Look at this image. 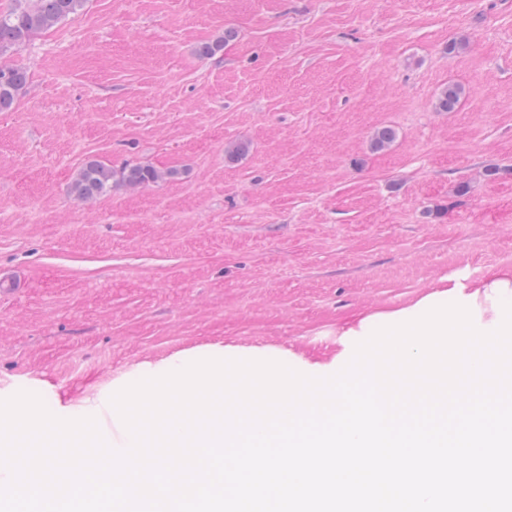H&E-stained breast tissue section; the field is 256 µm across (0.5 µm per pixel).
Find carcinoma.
Returning a JSON list of instances; mask_svg holds the SVG:
<instances>
[{"label": "carcinoma", "mask_w": 512, "mask_h": 512, "mask_svg": "<svg viewBox=\"0 0 512 512\" xmlns=\"http://www.w3.org/2000/svg\"><path fill=\"white\" fill-rule=\"evenodd\" d=\"M84 0H14L13 6L0 13V56H3L29 40L33 35L53 27L58 21L77 14ZM27 83V71L15 65L0 64V112L8 111L18 93ZM462 90L450 84L440 92L436 109L452 112L461 102ZM396 139V131L390 126L377 130L372 140L373 148L387 147ZM174 175L149 165L131 164L121 169L98 159L85 163L70 186V193L80 202L97 199L124 186L130 189L147 187Z\"/></svg>", "instance_id": "obj_1"}]
</instances>
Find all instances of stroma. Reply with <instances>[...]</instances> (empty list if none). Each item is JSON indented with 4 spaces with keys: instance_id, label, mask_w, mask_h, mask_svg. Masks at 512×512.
Returning a JSON list of instances; mask_svg holds the SVG:
<instances>
[{
    "instance_id": "1",
    "label": "stroma",
    "mask_w": 512,
    "mask_h": 512,
    "mask_svg": "<svg viewBox=\"0 0 512 512\" xmlns=\"http://www.w3.org/2000/svg\"><path fill=\"white\" fill-rule=\"evenodd\" d=\"M0 62V394L209 347L326 377L361 319L512 269V0H87ZM91 159L175 176L83 203ZM27 78V71L23 67L0 64V112L12 107Z\"/></svg>"
}]
</instances>
